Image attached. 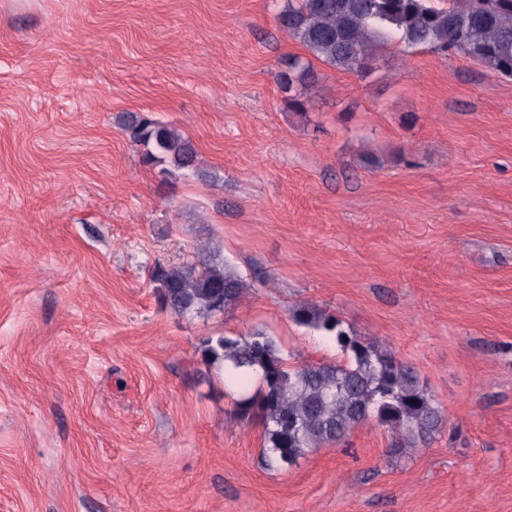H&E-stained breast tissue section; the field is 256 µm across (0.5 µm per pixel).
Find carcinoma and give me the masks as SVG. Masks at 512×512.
Here are the masks:
<instances>
[{
	"label": "carcinoma",
	"instance_id": "carcinoma-1",
	"mask_svg": "<svg viewBox=\"0 0 512 512\" xmlns=\"http://www.w3.org/2000/svg\"><path fill=\"white\" fill-rule=\"evenodd\" d=\"M277 20L313 58L359 76L371 74L381 51L395 46L451 51L512 77V0H288ZM319 83L315 67L299 56L278 75L288 105L297 111L307 108L305 92ZM123 126L130 141L144 147L147 161L212 178L198 166L191 140L175 128L132 112ZM151 279L164 307L179 315H222L248 288L216 251L201 270L157 266ZM291 318L333 338L344 360L290 365L263 328L244 339L217 334L202 342L204 361L235 380L237 413L261 425L267 468L290 466L313 449L338 444L371 419L393 434V452L427 445L443 432L442 408L415 368L395 352L354 334L335 314L311 303L295 305Z\"/></svg>",
	"mask_w": 512,
	"mask_h": 512
}]
</instances>
